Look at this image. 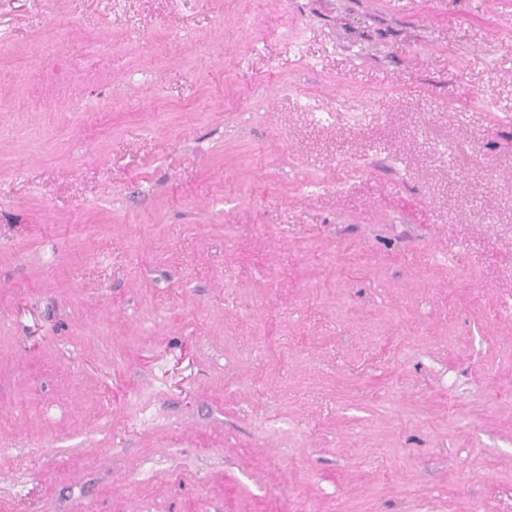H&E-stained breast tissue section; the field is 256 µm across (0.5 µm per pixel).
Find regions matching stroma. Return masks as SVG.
I'll return each mask as SVG.
<instances>
[{
  "label": "stroma",
  "instance_id": "obj_1",
  "mask_svg": "<svg viewBox=\"0 0 512 512\" xmlns=\"http://www.w3.org/2000/svg\"><path fill=\"white\" fill-rule=\"evenodd\" d=\"M0 512H512V0H0Z\"/></svg>",
  "mask_w": 512,
  "mask_h": 512
}]
</instances>
